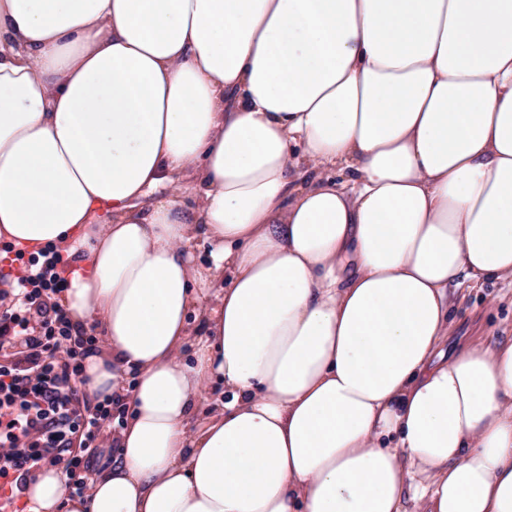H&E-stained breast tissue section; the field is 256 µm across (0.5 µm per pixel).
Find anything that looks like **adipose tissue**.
<instances>
[{
    "label": "adipose tissue",
    "mask_w": 512,
    "mask_h": 512,
    "mask_svg": "<svg viewBox=\"0 0 512 512\" xmlns=\"http://www.w3.org/2000/svg\"><path fill=\"white\" fill-rule=\"evenodd\" d=\"M0 241L124 414L25 512H512V336L443 349L512 283V0H0Z\"/></svg>",
    "instance_id": "adipose-tissue-1"
}]
</instances>
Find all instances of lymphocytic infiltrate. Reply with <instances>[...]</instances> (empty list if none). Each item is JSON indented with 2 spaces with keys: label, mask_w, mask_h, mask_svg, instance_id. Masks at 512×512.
<instances>
[{
  "label": "lymphocytic infiltrate",
  "mask_w": 512,
  "mask_h": 512,
  "mask_svg": "<svg viewBox=\"0 0 512 512\" xmlns=\"http://www.w3.org/2000/svg\"><path fill=\"white\" fill-rule=\"evenodd\" d=\"M68 260L46 248L30 256L14 288L0 292V347L20 345V357L0 363V493L17 498L46 465H64L77 492L88 490V457L103 446L111 412H82V361L95 340L74 328L55 297L66 286ZM83 452H71L73 441Z\"/></svg>",
  "instance_id": "lymphocytic-infiltrate-1"
}]
</instances>
